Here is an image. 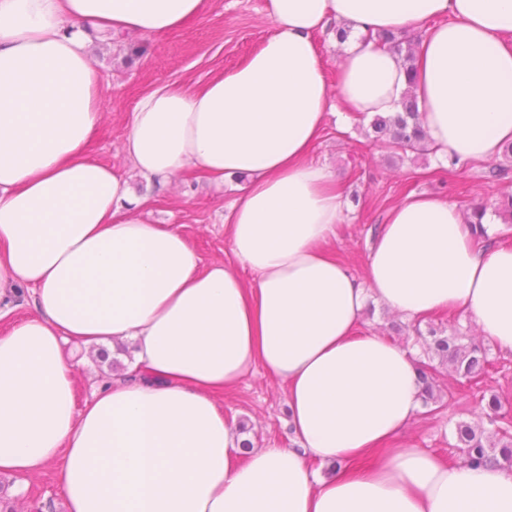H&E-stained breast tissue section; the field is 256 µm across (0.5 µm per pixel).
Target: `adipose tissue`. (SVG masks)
<instances>
[{"mask_svg": "<svg viewBox=\"0 0 512 512\" xmlns=\"http://www.w3.org/2000/svg\"><path fill=\"white\" fill-rule=\"evenodd\" d=\"M207 0H0V473L60 467L65 512H512V471L448 465L395 443L421 413L412 353L361 330L368 301L414 319L455 308L512 352V248L473 247L456 204H396L357 280L328 243L345 203L310 163L331 97L392 113L406 91L440 156L491 161L512 142V0H264L272 33L189 92L155 85L121 145L91 159L101 117L90 31L162 35ZM423 28L416 69L349 39L328 82L317 43ZM195 168L247 177L224 219L241 278L146 221L129 185ZM132 347L76 400L66 347ZM284 386L288 447L244 449L222 407L253 371ZM331 469L322 477L320 469Z\"/></svg>", "mask_w": 512, "mask_h": 512, "instance_id": "ef3b65f1", "label": "adipose tissue"}]
</instances>
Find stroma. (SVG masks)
Masks as SVG:
<instances>
[{
	"label": "stroma",
	"instance_id": "35a3bbf8",
	"mask_svg": "<svg viewBox=\"0 0 512 512\" xmlns=\"http://www.w3.org/2000/svg\"><path fill=\"white\" fill-rule=\"evenodd\" d=\"M264 0H208L205 15L186 26L161 36L120 34L106 51L96 52L93 64L101 76L102 122L88 147L94 160L128 171L120 146L128 131L130 114L137 101L152 86L179 83L194 90L214 74L234 68L259 47L270 33L271 24L262 13ZM144 44L145 54L127 60L128 48ZM369 119L350 115L339 98H331L324 131L311 152L315 164L325 166L334 187L343 194L347 208L337 227L331 249L357 278L367 275L368 249L383 224L388 209L409 195L428 192L448 198L462 209L491 202L512 190V171L501 179L485 178V164L463 162L448 168L440 157L396 161L381 144L365 134ZM135 194L145 198L144 216L152 224H171L188 238L202 264L215 261L235 267L230 245L224 235V216L230 205L243 196L244 180L225 181L216 187L199 171H182L172 186L140 177L133 178ZM448 314L433 320L413 321L384 314L381 306L363 315L361 328L411 348L415 357L416 330H427L429 322H447ZM489 360L488 372L479 384L459 385L447 370L438 373L441 388L453 390L438 412L421 413L403 431L404 444L443 457L455 464L461 459L455 446L458 422L485 423L482 413L485 395L499 394L504 412L512 415V353L482 342ZM224 414L245 420L252 429L247 439L259 448L288 446V405L284 390L262 373L246 376L224 393ZM58 467L9 485L6 495L16 512H47L46 504L61 497Z\"/></svg>",
	"mask_w": 512,
	"mask_h": 512
}]
</instances>
